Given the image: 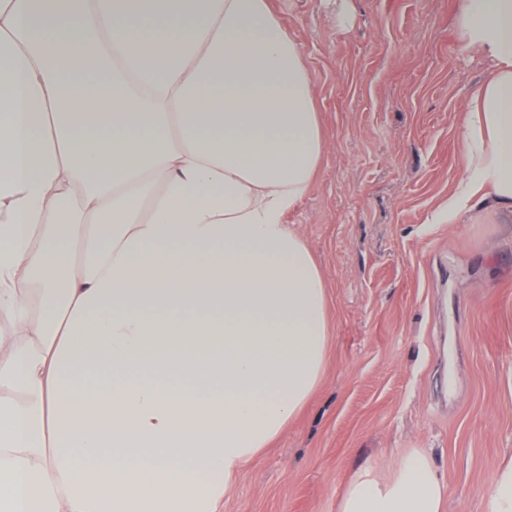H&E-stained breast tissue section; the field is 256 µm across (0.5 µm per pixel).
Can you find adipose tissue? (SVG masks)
Returning a JSON list of instances; mask_svg holds the SVG:
<instances>
[{"instance_id": "obj_1", "label": "adipose tissue", "mask_w": 512, "mask_h": 512, "mask_svg": "<svg viewBox=\"0 0 512 512\" xmlns=\"http://www.w3.org/2000/svg\"><path fill=\"white\" fill-rule=\"evenodd\" d=\"M494 67L440 210L512 208V0H456ZM327 154L273 0H0V512H217L333 340L286 215ZM426 449L336 512H445Z\"/></svg>"}]
</instances>
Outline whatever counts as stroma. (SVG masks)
I'll list each match as a JSON object with an SVG mask.
<instances>
[{
  "mask_svg": "<svg viewBox=\"0 0 512 512\" xmlns=\"http://www.w3.org/2000/svg\"><path fill=\"white\" fill-rule=\"evenodd\" d=\"M312 72L328 153L287 216L323 269L330 364L219 512H336L349 479L429 449L446 512H483L512 452V210L433 217L465 181L464 108L490 60L456 0H275Z\"/></svg>",
  "mask_w": 512,
  "mask_h": 512,
  "instance_id": "stroma-1",
  "label": "stroma"
}]
</instances>
